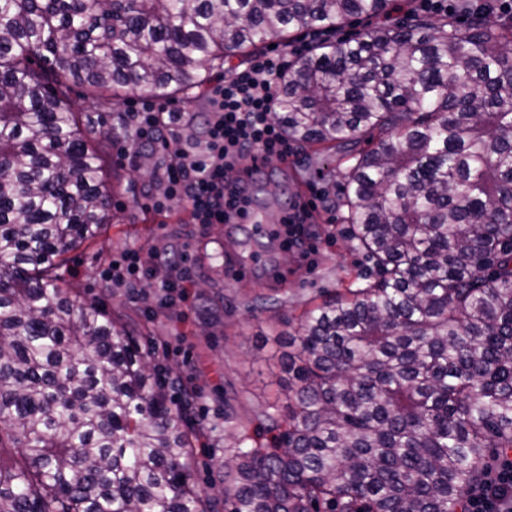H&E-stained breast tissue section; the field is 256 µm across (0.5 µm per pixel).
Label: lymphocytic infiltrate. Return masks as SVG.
<instances>
[{
    "label": "lymphocytic infiltrate",
    "instance_id": "obj_1",
    "mask_svg": "<svg viewBox=\"0 0 512 512\" xmlns=\"http://www.w3.org/2000/svg\"><path fill=\"white\" fill-rule=\"evenodd\" d=\"M287 67L284 53L276 49L256 57L250 66L211 84L202 112L176 110L155 97L130 100L122 157L132 167L147 152L159 159L153 189L141 192L142 207L159 211L178 203L205 227L245 218L244 184L252 172L233 175L236 159L248 155L270 161L290 152L273 118L276 80ZM510 504L512 457L502 456L472 487L468 512H505Z\"/></svg>",
    "mask_w": 512,
    "mask_h": 512
}]
</instances>
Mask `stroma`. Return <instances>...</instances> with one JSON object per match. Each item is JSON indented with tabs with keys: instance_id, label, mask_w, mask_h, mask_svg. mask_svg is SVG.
<instances>
[{
	"instance_id": "obj_1",
	"label": "stroma",
	"mask_w": 512,
	"mask_h": 512,
	"mask_svg": "<svg viewBox=\"0 0 512 512\" xmlns=\"http://www.w3.org/2000/svg\"><path fill=\"white\" fill-rule=\"evenodd\" d=\"M291 149L287 165H270L250 181L249 196L254 214L279 220L295 200L320 194L304 243L294 250H284L280 238L255 224L204 230L180 205L141 209L134 192L149 178L123 161L116 144L104 167L112 186V222L97 242L68 256L83 300L109 313H141L140 330L154 342L156 365L178 388L193 392L190 413L208 434L196 449L192 478L204 489L211 512H224L223 466L232 460L234 440L257 437L254 413L274 400V387L263 384L265 366L256 360L263 335L297 326L312 305L376 276L352 239L344 209L336 205L342 184L325 169L332 152L317 144L295 143ZM174 244L187 254L193 285L186 301L169 307L154 299L155 282L167 275L156 257ZM130 249L138 251L149 279L136 288H106L103 270ZM260 297L272 299V306L257 309Z\"/></svg>"
}]
</instances>
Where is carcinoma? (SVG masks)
<instances>
[{"label": "carcinoma", "mask_w": 512, "mask_h": 512, "mask_svg": "<svg viewBox=\"0 0 512 512\" xmlns=\"http://www.w3.org/2000/svg\"><path fill=\"white\" fill-rule=\"evenodd\" d=\"M0 0V512H209L205 427L129 314L80 302L67 254L111 217L100 109L193 101L212 71L335 33L277 78L288 138L350 160L338 206L377 269L290 336L274 433L237 438L224 512H466L512 449V13L454 0ZM372 148L357 149L360 137Z\"/></svg>", "instance_id": "1"}]
</instances>
